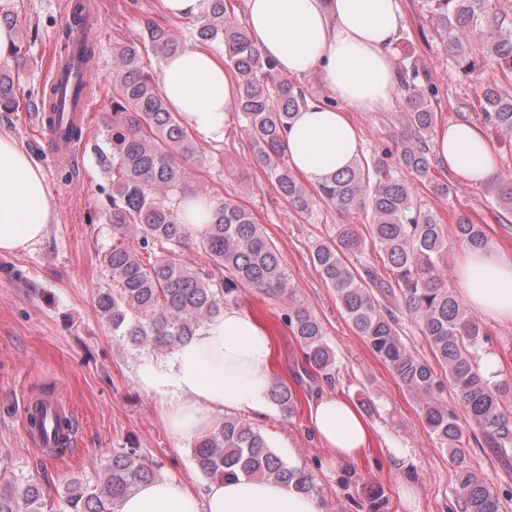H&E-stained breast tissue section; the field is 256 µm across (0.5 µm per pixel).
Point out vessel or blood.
Here are the masks:
<instances>
[{
	"instance_id": "1",
	"label": "vessel or blood",
	"mask_w": 512,
	"mask_h": 512,
	"mask_svg": "<svg viewBox=\"0 0 512 512\" xmlns=\"http://www.w3.org/2000/svg\"><path fill=\"white\" fill-rule=\"evenodd\" d=\"M92 77L91 69L74 49L57 59L47 81L48 89L62 98L63 113L58 117L43 113L38 121L48 137L51 155L58 166H68L78 149L75 133L82 130L89 110ZM43 401L40 426L25 427L24 433L29 447L45 456L56 437L64 433L66 425H77L78 416L71 399L61 389H53Z\"/></svg>"
}]
</instances>
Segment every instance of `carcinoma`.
Returning a JSON list of instances; mask_svg holds the SVG:
<instances>
[{
  "label": "carcinoma",
  "instance_id": "obj_1",
  "mask_svg": "<svg viewBox=\"0 0 512 512\" xmlns=\"http://www.w3.org/2000/svg\"><path fill=\"white\" fill-rule=\"evenodd\" d=\"M427 2L457 70L480 82L479 119L512 134V95L503 90V84L512 83V10L503 0ZM80 11V4H74L69 39L92 61L97 45L79 37ZM477 31L483 38L474 47L470 36ZM188 36L223 52L238 81V115L246 122L253 154L298 218L310 217L319 201L340 213L369 215L368 235L378 259L351 263L350 257L364 250L365 239L354 225L345 224L336 243L315 245L313 264L355 333L422 402L425 424L457 469L462 512H502L497 489L466 460L457 413L434 399L442 386L438 366L447 373L468 419L481 430L485 447L509 462L512 415L506 403L512 401V381L490 383L478 371L476 353L488 341V332L446 284L448 225L417 200V181L438 198L449 197L451 188L433 177L431 142L437 116L428 98L436 89L416 83L420 72L414 65L400 66L410 135L400 142L397 154L386 150L362 156L310 192L288 165L283 133L311 98L281 78L253 45L246 27L235 19L231 0H205L202 15L188 21L150 12L141 17L138 38L112 47L111 112L103 121L104 145L91 146L98 166L112 178V192L100 205L99 217L121 236L133 235L137 244L116 246L103 258L112 287L97 292L101 317L139 354L174 349L225 306L237 303L245 289L293 299L294 286L276 247L253 215L230 200L208 201L207 228L197 242L207 269L166 255L145 259L141 254L158 242L180 247L190 238L174 198L189 194L183 164L201 161L200 148L167 107L150 65L152 56L177 53ZM18 90L13 76L1 72L0 112L19 109ZM485 191L498 206L512 209L511 178H499ZM454 233L471 248L487 245L483 226L467 217L456 220ZM404 312L427 340L435 362L418 357L402 339ZM285 322L302 347L305 372L331 381L335 359L315 315L293 303ZM269 398L284 414L297 408L298 397L285 382H275ZM192 455L209 479L244 476L293 481L303 491L313 488L309 473L284 462L258 428L237 417L226 416L196 436ZM157 479V466L138 448H122L112 453L96 481L74 476L65 482L64 512H115L121 500ZM0 512H52V506L40 484L6 481L1 475Z\"/></svg>",
  "mask_w": 512,
  "mask_h": 512
}]
</instances>
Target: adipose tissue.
<instances>
[{
    "label": "adipose tissue",
    "instance_id": "obj_1",
    "mask_svg": "<svg viewBox=\"0 0 512 512\" xmlns=\"http://www.w3.org/2000/svg\"><path fill=\"white\" fill-rule=\"evenodd\" d=\"M399 0H246L245 26L277 72L311 79L329 100L299 110L285 137L290 167L312 184L331 179L358 157L357 112L391 111L400 97L394 46L401 28ZM159 91L196 138L224 141L237 110L238 86L224 56L205 45L183 47L162 63ZM437 165L481 187L500 174L498 151L482 127L442 124L432 140ZM56 211L36 159L0 134V255L43 237ZM456 280L477 315L512 324V253L493 247L463 249ZM275 340L249 311L225 307L162 361H143L138 386L160 403L169 429L192 437L224 411L254 420L269 413ZM308 423L332 460L354 462L373 445L371 428L349 399L328 394L309 405ZM117 512H325L323 503L294 485L219 480L196 492L169 478L142 485Z\"/></svg>",
    "mask_w": 512,
    "mask_h": 512
}]
</instances>
